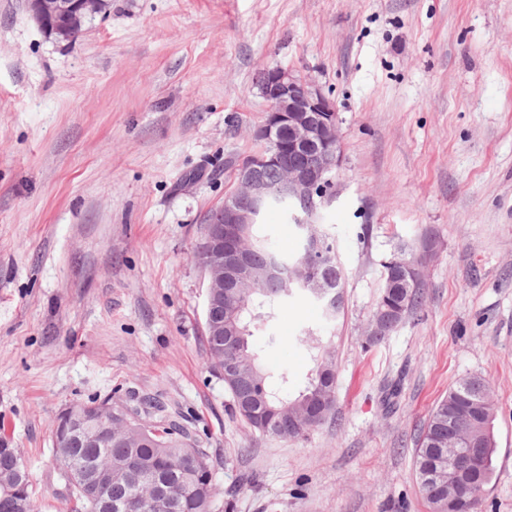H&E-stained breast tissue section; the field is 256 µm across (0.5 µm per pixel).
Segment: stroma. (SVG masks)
Returning a JSON list of instances; mask_svg holds the SVG:
<instances>
[{
  "label": "stroma",
  "instance_id": "1",
  "mask_svg": "<svg viewBox=\"0 0 512 512\" xmlns=\"http://www.w3.org/2000/svg\"><path fill=\"white\" fill-rule=\"evenodd\" d=\"M265 66L335 103L343 150L316 222L345 311L297 295L251 338L293 395L298 336L335 353L336 412L296 440L251 428L209 368L194 256L258 148ZM401 252L423 305L363 348ZM470 376L496 407L481 510L512 512V0H108L70 41L0 0V440L40 512L72 509L60 411L134 397L207 450L213 512H431L416 441Z\"/></svg>",
  "mask_w": 512,
  "mask_h": 512
}]
</instances>
